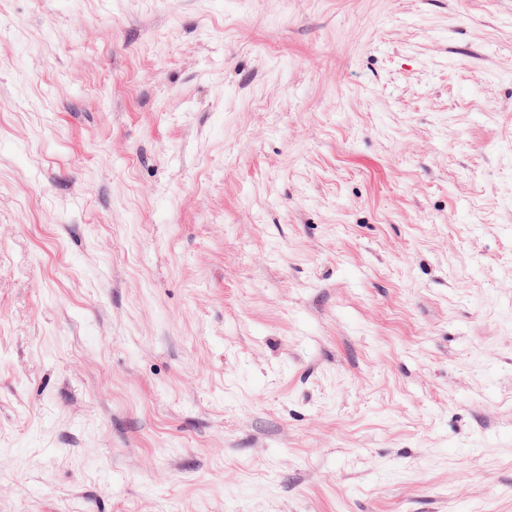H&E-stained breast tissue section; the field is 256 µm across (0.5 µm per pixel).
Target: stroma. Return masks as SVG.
<instances>
[{"instance_id": "35a3bbf8", "label": "stroma", "mask_w": 512, "mask_h": 512, "mask_svg": "<svg viewBox=\"0 0 512 512\" xmlns=\"http://www.w3.org/2000/svg\"><path fill=\"white\" fill-rule=\"evenodd\" d=\"M0 512H512V0H0Z\"/></svg>"}]
</instances>
